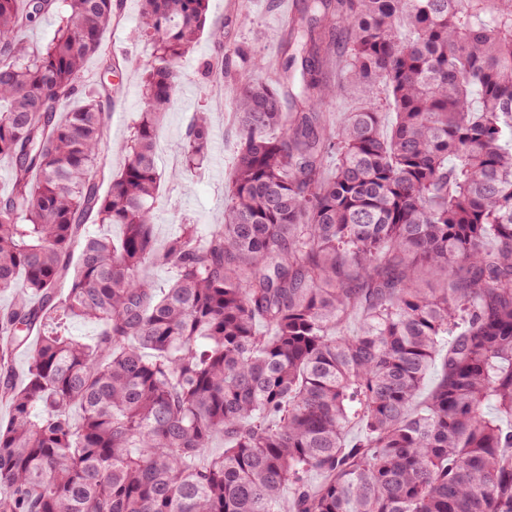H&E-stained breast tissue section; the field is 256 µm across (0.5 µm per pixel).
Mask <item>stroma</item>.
Here are the masks:
<instances>
[{"instance_id": "obj_1", "label": "stroma", "mask_w": 512, "mask_h": 512, "mask_svg": "<svg viewBox=\"0 0 512 512\" xmlns=\"http://www.w3.org/2000/svg\"><path fill=\"white\" fill-rule=\"evenodd\" d=\"M302 5L303 0H239L234 7L229 0H209L206 30L181 67L175 102L161 124L159 168L171 170V159L177 154L175 145L197 112L210 115L214 152L205 173H186L177 180L165 181L157 207L158 243L177 235L181 223L188 220L198 224L223 223L235 141L234 86L253 78L251 58L258 51L268 63L264 78L275 80L288 16ZM142 22L139 0H124L121 15L107 34L112 54L123 67L122 85L112 98L103 144L108 161L116 170L123 163L118 147L138 117L142 64L150 55L149 46L139 38ZM213 28L223 30L224 49H217L211 39L209 31Z\"/></svg>"}]
</instances>
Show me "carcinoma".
<instances>
[{"mask_svg":"<svg viewBox=\"0 0 512 512\" xmlns=\"http://www.w3.org/2000/svg\"><path fill=\"white\" fill-rule=\"evenodd\" d=\"M122 5L0 0V512H512V0H306L277 82L235 92L224 223L162 246L159 123L208 0H142L152 53L114 172ZM47 14V41L19 39ZM331 55L365 100L338 127ZM210 150L197 112L171 176ZM83 320L90 347L66 334Z\"/></svg>","mask_w":512,"mask_h":512,"instance_id":"carcinoma-1","label":"carcinoma"}]
</instances>
